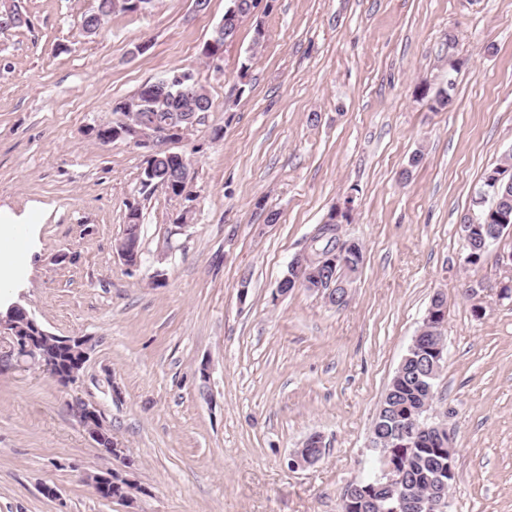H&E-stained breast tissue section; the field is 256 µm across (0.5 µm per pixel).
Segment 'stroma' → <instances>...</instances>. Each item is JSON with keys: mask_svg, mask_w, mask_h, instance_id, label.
Masks as SVG:
<instances>
[{"mask_svg": "<svg viewBox=\"0 0 512 512\" xmlns=\"http://www.w3.org/2000/svg\"><path fill=\"white\" fill-rule=\"evenodd\" d=\"M19 4L31 27L0 29V214L29 216L38 233L0 307L98 344L68 389L36 366L0 369V512H126L88 481L123 460L84 434L77 397L132 460L139 512H341L347 486L376 473L372 423L437 293L448 510L512 512V299L499 297L512 235L467 265L456 232L512 151V0H273L218 70L201 49L228 0L203 13L155 0L88 37L81 22L97 0ZM176 69L212 100L175 147L193 169L190 203L143 189L144 149L89 133L115 121L113 102ZM450 78L446 108L416 93ZM419 148L423 165L401 181ZM349 196L343 234L363 264L346 304L278 295L294 255ZM132 205L131 269L115 244ZM312 433L321 460L289 468ZM138 218V209H132V206L129 207L128 224L126 225L133 224L132 232L129 233V237L117 251V256L128 268L136 267L139 261L138 232L140 230V224L137 223Z\"/></svg>", "mask_w": 512, "mask_h": 512, "instance_id": "obj_1", "label": "stroma"}]
</instances>
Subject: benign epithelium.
<instances>
[{
	"instance_id": "benign-epithelium-1",
	"label": "benign epithelium",
	"mask_w": 512,
	"mask_h": 512,
	"mask_svg": "<svg viewBox=\"0 0 512 512\" xmlns=\"http://www.w3.org/2000/svg\"><path fill=\"white\" fill-rule=\"evenodd\" d=\"M263 6V0H249L243 4L236 0L230 5L224 15V20L218 28L224 30V43L233 42L241 23L254 16ZM196 83L195 76L186 71L175 74L171 79L161 83L154 81L142 87L135 98L126 104V110L131 115L140 117V126L123 123L118 126L104 125L94 130L95 139L102 144H109L118 139L129 140L147 150L152 158L160 155L174 157L177 152L173 146L180 143L188 129L198 123L194 112H164L147 101L162 98L165 93L157 87H175L182 92ZM504 175L490 172L487 174L488 187L479 191V196L499 197L503 204L498 219L487 216L484 223H479L469 216H465L458 224V234L466 251L465 263L470 264L474 259V243H479L481 250L486 252L500 241L504 235L512 233L509 224L508 199L512 197V178L503 181ZM193 175L188 171H181L171 182L162 183L168 192H176V196L187 200L192 199L191 185ZM353 197H348L345 205L332 209L334 219L326 220L319 226L310 247L297 254L291 264L288 275L279 283L277 292L286 295L296 288H304L324 296L325 300L334 306L340 305L335 289L348 290L353 275L360 269V263L345 258V253L354 252L353 244L334 245L335 237L339 233L337 222L341 215L352 210ZM140 225L135 224L132 232L123 245L119 247L117 256L123 263L133 268L138 265V232ZM330 241L331 245L322 248L320 244ZM22 314V323L11 325L0 318V328L3 335L8 337L7 345H0V367H23L30 360L41 365L44 370L58 383L73 385L81 377L79 371L87 363L90 353L96 346L93 336H60L59 346L67 351L71 360L68 367L62 368L55 359L46 355H37L35 344L49 332L29 312L21 307L13 306L8 314L15 316ZM426 324L432 327H441L446 318V305L441 301V295L434 294L429 308ZM446 349L443 340L437 339L429 347V354L423 361L420 369L414 373V384L424 397V405L418 408L421 422L419 428L407 423L393 420L385 425L374 421L371 429L370 448L379 452L380 474L376 480L383 482L389 489L388 498L391 499L392 512H447L448 483L454 479L453 458L436 468V477L432 482V492L423 496L409 484L405 477V464L413 457L412 449L419 441V436L429 435L445 439L448 437L441 425L431 421L429 404L436 397V380L445 361ZM75 414L83 431L107 455L122 459L123 449L114 442L111 427L106 423L100 411L82 401L75 406ZM325 452L323 436L318 433L309 435L302 442L300 448L288 456V466L291 469L306 468L319 461ZM95 491L104 496L113 493V489L120 482H131V479L122 471L112 470L105 474H98L91 478ZM373 485L359 483L349 485L343 496L342 504L345 512H372L376 507V500L371 498L369 492Z\"/></svg>"
}]
</instances>
